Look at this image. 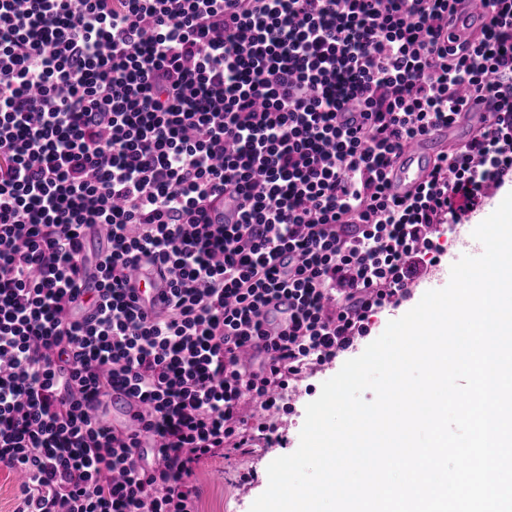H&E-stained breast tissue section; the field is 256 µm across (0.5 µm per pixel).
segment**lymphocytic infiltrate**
Listing matches in <instances>:
<instances>
[{
  "label": "lymphocytic infiltrate",
  "mask_w": 512,
  "mask_h": 512,
  "mask_svg": "<svg viewBox=\"0 0 512 512\" xmlns=\"http://www.w3.org/2000/svg\"><path fill=\"white\" fill-rule=\"evenodd\" d=\"M486 2L448 46L467 0H0L14 512H199L198 471L252 446L242 407L275 405L402 303L437 226L512 174V0ZM472 101L494 123L392 194L404 145ZM139 265L169 279L153 317ZM91 270L90 315L66 319ZM117 390L140 432L93 416Z\"/></svg>",
  "instance_id": "obj_1"
}]
</instances>
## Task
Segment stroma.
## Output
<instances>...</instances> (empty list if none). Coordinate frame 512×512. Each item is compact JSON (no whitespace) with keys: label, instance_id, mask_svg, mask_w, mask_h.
<instances>
[{"label":"stroma","instance_id":"obj_1","mask_svg":"<svg viewBox=\"0 0 512 512\" xmlns=\"http://www.w3.org/2000/svg\"><path fill=\"white\" fill-rule=\"evenodd\" d=\"M340 368L336 362L304 379L290 389L283 409L273 408L258 417V424L269 430L268 440L257 441L250 453L218 460L198 474L200 512H250L252 503L268 486V465L297 449L307 404L319 396L322 383Z\"/></svg>","mask_w":512,"mask_h":512}]
</instances>
